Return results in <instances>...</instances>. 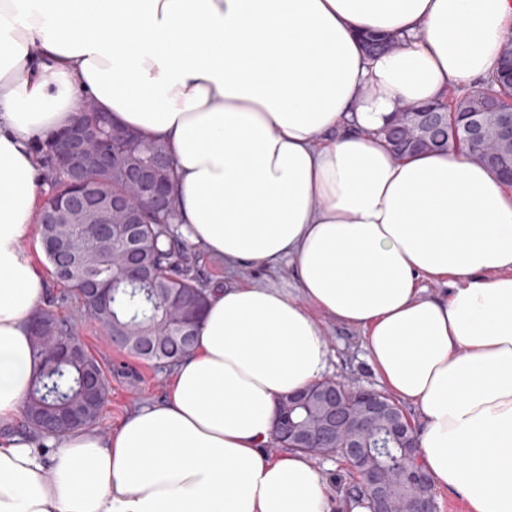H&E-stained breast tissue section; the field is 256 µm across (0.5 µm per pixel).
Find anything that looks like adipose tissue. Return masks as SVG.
I'll return each instance as SVG.
<instances>
[{
	"mask_svg": "<svg viewBox=\"0 0 512 512\" xmlns=\"http://www.w3.org/2000/svg\"><path fill=\"white\" fill-rule=\"evenodd\" d=\"M368 31L401 41L372 57ZM511 40L512 0H0V512H366L302 451H265L278 398L328 369L324 317L418 408L434 484L512 512V185L378 133L483 88ZM90 99L168 146L189 243L288 266L293 290L210 289L165 398L47 455L13 431L47 293L23 247L33 143Z\"/></svg>",
	"mask_w": 512,
	"mask_h": 512,
	"instance_id": "obj_1",
	"label": "adipose tissue"
}]
</instances>
